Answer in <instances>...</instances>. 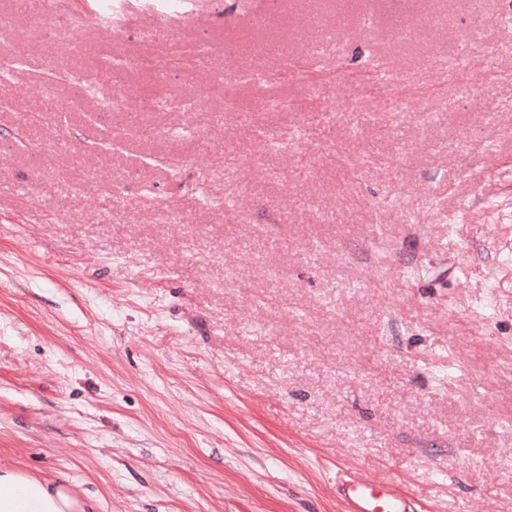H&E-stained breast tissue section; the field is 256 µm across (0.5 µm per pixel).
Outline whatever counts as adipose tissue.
Listing matches in <instances>:
<instances>
[{
	"instance_id": "adipose-tissue-1",
	"label": "adipose tissue",
	"mask_w": 512,
	"mask_h": 512,
	"mask_svg": "<svg viewBox=\"0 0 512 512\" xmlns=\"http://www.w3.org/2000/svg\"><path fill=\"white\" fill-rule=\"evenodd\" d=\"M73 488L17 466H0V512H87Z\"/></svg>"
}]
</instances>
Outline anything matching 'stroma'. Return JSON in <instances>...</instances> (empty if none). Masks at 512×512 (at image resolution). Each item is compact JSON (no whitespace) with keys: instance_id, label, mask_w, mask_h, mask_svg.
<instances>
[{"instance_id":"1","label":"stroma","mask_w":512,"mask_h":512,"mask_svg":"<svg viewBox=\"0 0 512 512\" xmlns=\"http://www.w3.org/2000/svg\"><path fill=\"white\" fill-rule=\"evenodd\" d=\"M148 2L54 0L66 54L0 0V464L95 512H341L343 469L512 512V16ZM109 48L168 68L82 94Z\"/></svg>"}]
</instances>
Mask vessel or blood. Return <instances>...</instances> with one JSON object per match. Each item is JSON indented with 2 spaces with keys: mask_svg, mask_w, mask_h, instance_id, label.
<instances>
[{
  "mask_svg": "<svg viewBox=\"0 0 512 512\" xmlns=\"http://www.w3.org/2000/svg\"><path fill=\"white\" fill-rule=\"evenodd\" d=\"M336 496L343 512H418L416 498L392 480L375 485L346 473L336 481Z\"/></svg>",
  "mask_w": 512,
  "mask_h": 512,
  "instance_id": "b4317fda",
  "label": "vessel or blood"
}]
</instances>
